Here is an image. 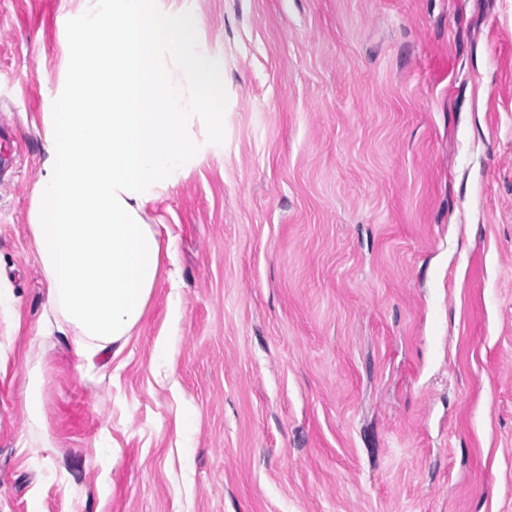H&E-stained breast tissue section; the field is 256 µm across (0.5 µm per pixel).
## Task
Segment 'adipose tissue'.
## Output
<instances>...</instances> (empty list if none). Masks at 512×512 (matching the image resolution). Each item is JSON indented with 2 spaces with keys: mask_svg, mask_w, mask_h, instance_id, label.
Returning a JSON list of instances; mask_svg holds the SVG:
<instances>
[{
  "mask_svg": "<svg viewBox=\"0 0 512 512\" xmlns=\"http://www.w3.org/2000/svg\"><path fill=\"white\" fill-rule=\"evenodd\" d=\"M195 17L154 0H94L65 44L64 110L48 139L29 230L59 333L77 356H120L173 241L148 205L200 150L189 128L224 127L223 74L197 51Z\"/></svg>",
  "mask_w": 512,
  "mask_h": 512,
  "instance_id": "1",
  "label": "adipose tissue"
}]
</instances>
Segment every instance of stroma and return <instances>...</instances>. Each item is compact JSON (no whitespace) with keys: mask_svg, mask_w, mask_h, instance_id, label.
I'll use <instances>...</instances> for the list:
<instances>
[{"mask_svg":"<svg viewBox=\"0 0 512 512\" xmlns=\"http://www.w3.org/2000/svg\"><path fill=\"white\" fill-rule=\"evenodd\" d=\"M180 2L224 128L148 211L175 280L88 365L28 224L90 2L0 0V512H512V0Z\"/></svg>","mask_w":512,"mask_h":512,"instance_id":"obj_1","label":"stroma"}]
</instances>
